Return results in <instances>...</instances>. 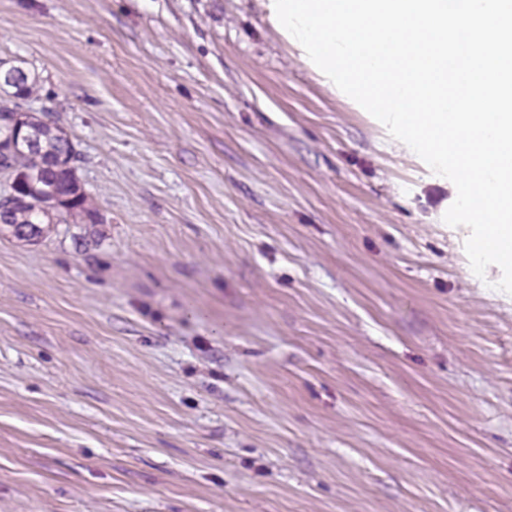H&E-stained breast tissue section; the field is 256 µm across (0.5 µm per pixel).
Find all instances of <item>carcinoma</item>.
<instances>
[{
    "instance_id": "1",
    "label": "carcinoma",
    "mask_w": 512,
    "mask_h": 512,
    "mask_svg": "<svg viewBox=\"0 0 512 512\" xmlns=\"http://www.w3.org/2000/svg\"><path fill=\"white\" fill-rule=\"evenodd\" d=\"M36 77L28 75L0 95V171H9L27 182L29 191L9 207L0 201V224L27 229L42 224H68L76 214L98 224L102 216L82 191L75 176L81 161L72 138L54 121L30 113L29 103L38 97ZM76 200L71 206L47 204V189Z\"/></svg>"
}]
</instances>
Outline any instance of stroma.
Returning a JSON list of instances; mask_svg holds the SVG:
<instances>
[{
    "mask_svg": "<svg viewBox=\"0 0 512 512\" xmlns=\"http://www.w3.org/2000/svg\"><path fill=\"white\" fill-rule=\"evenodd\" d=\"M103 220L0 226V512H512V295L265 0H0Z\"/></svg>",
    "mask_w": 512,
    "mask_h": 512,
    "instance_id": "obj_1",
    "label": "stroma"
}]
</instances>
